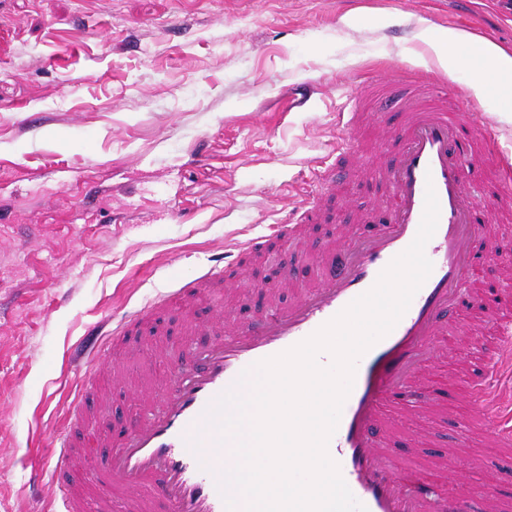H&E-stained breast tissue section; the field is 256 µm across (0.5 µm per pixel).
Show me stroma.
<instances>
[{
    "mask_svg": "<svg viewBox=\"0 0 512 512\" xmlns=\"http://www.w3.org/2000/svg\"><path fill=\"white\" fill-rule=\"evenodd\" d=\"M463 30L512 50V0H8L0 12V512H50L56 439L88 359L85 333L210 268L226 247L268 233L312 202L317 171L340 158L356 85L390 72L398 98L416 81L457 91L495 123L512 163L499 98H476L470 67L440 66L419 28ZM312 87L291 106L296 85ZM329 225L273 250L285 275L263 294L288 303L310 286L300 250L320 256ZM115 350L121 380L91 425L128 424L164 389L148 348L185 343V319ZM493 324L461 332L424 379L462 385V362ZM202 345L206 336L192 338ZM465 403L397 421L391 452L434 471L470 464L472 482L512 489V455L483 433L455 446Z\"/></svg>",
    "mask_w": 512,
    "mask_h": 512,
    "instance_id": "1",
    "label": "stroma"
}]
</instances>
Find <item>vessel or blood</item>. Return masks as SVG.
Wrapping results in <instances>:
<instances>
[{"label":"vessel or blood","instance_id":"b4317fda","mask_svg":"<svg viewBox=\"0 0 512 512\" xmlns=\"http://www.w3.org/2000/svg\"><path fill=\"white\" fill-rule=\"evenodd\" d=\"M390 111L402 113L403 120L382 140L378 161L346 145L347 166L321 171L316 205L291 211L270 234L237 243L225 251L223 266L166 292L156 304L218 298L225 270H243L247 256L266 252L280 238L301 237L306 222L322 214V200L349 178V166L365 168L367 177L383 186L384 198L361 212L357 225L338 226V240L322 257L316 284L288 306L271 304L247 320L228 323L216 314L207 346L160 351L167 363L166 393L130 425L102 434L85 428L91 414L87 393L102 369L112 366L111 343L123 341L148 314L144 308L113 312L111 342L90 361L57 443L50 479L61 512H227L216 486L227 457L214 431L203 427L204 411L245 369L307 339L370 290L416 238L430 187L439 203L437 227L425 246L433 269L395 327L360 357L327 451L367 512H502L505 497L470 484L458 468L449 469L448 477L459 483V492L443 496L438 481L420 467L399 466L386 450V439L391 413L416 414L434 397L420 370L446 352L448 335L459 329L452 312L463 299L476 257L512 254L511 240L487 233L491 209L503 183L512 180V167L500 165L498 179L479 189L468 185V173L483 163L477 142L494 143L496 133L481 114L467 112L441 90L423 87L392 102ZM480 301L484 320L496 326L497 345L480 371L467 378L463 395L473 410V428L511 448L512 416L502 382L512 376V319L501 312L512 307V296L491 288ZM80 459L93 461V483L79 477L75 463Z\"/></svg>","mask_w":512,"mask_h":512}]
</instances>
